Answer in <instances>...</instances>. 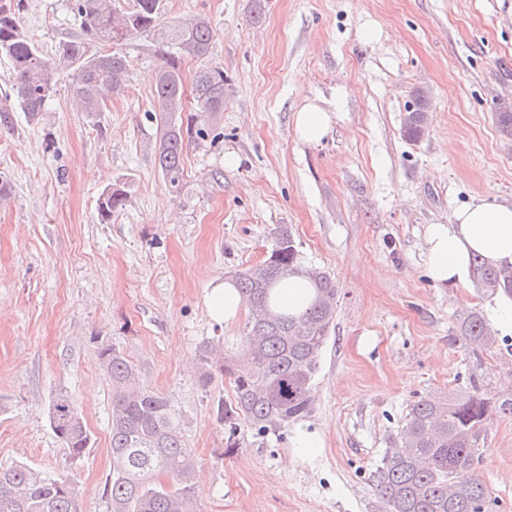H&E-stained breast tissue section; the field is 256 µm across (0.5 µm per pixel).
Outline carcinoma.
<instances>
[{
	"mask_svg": "<svg viewBox=\"0 0 512 512\" xmlns=\"http://www.w3.org/2000/svg\"><path fill=\"white\" fill-rule=\"evenodd\" d=\"M23 0H0V56L12 71V92L0 95V132L14 127V113L34 120L45 111L60 71L78 64L69 91L79 111L96 120L107 98L124 90L130 61L122 46L134 33H148L161 65L153 95L160 121L156 158L174 188L183 180L184 142L205 139L224 112V69L204 65L191 91L197 110L182 117L188 100L181 65L186 58L211 54L213 30L201 16L166 25L161 0H133L124 9L117 0H73L80 36L65 42L56 58H48L23 29ZM110 47L89 53L90 45ZM430 100L417 89L413 107L403 119V135L420 140L429 120ZM125 190L107 188L98 207L108 221L126 201ZM477 286L491 295L512 297V266L478 264ZM304 276L314 286V299L297 315L279 310L273 289L290 276ZM248 310L241 336L242 365L224 359L220 373L233 396L221 401L217 415L224 424V454L238 448V433L247 426L260 436L280 435L312 409L313 390L322 354L336 319V285L325 270L309 264L292 231H275L269 256L233 279ZM461 336L478 351L495 347L478 312L460 327ZM112 399V477L104 493L109 512H200L196 492L197 463L181 440L178 413L171 400L143 386L138 369L119 351H99ZM495 415L512 416V400L490 396L479 379L440 394H427L409 405L401 426L389 436L388 448L371 472V482L384 512H488L495 499L475 475L481 435ZM50 424L74 458L91 443L78 409L65 396L53 400ZM0 512H84L78 494L65 480L23 463L0 466Z\"/></svg>",
	"mask_w": 512,
	"mask_h": 512,
	"instance_id": "1",
	"label": "carcinoma"
}]
</instances>
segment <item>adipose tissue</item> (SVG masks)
Wrapping results in <instances>:
<instances>
[{"instance_id":"obj_1","label":"adipose tissue","mask_w":512,"mask_h":512,"mask_svg":"<svg viewBox=\"0 0 512 512\" xmlns=\"http://www.w3.org/2000/svg\"><path fill=\"white\" fill-rule=\"evenodd\" d=\"M332 114L314 101H306L295 117L297 138L308 144L322 141L332 129ZM423 250L427 273L437 284L468 282L474 258L487 265L512 264V203H491L477 198L459 207L447 224L426 225ZM209 315L234 322L242 299L231 280L215 281L205 296Z\"/></svg>"}]
</instances>
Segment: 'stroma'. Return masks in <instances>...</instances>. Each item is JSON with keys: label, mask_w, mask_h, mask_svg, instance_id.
<instances>
[{"label": "stroma", "mask_w": 512, "mask_h": 512, "mask_svg": "<svg viewBox=\"0 0 512 512\" xmlns=\"http://www.w3.org/2000/svg\"><path fill=\"white\" fill-rule=\"evenodd\" d=\"M71 4L24 0L21 23L46 57L79 32ZM252 6L162 2L164 23L210 20L208 62L224 70L223 117L187 146L180 190L155 162L149 77L161 60L145 34L124 45L125 91L98 122L73 108L68 69L37 122L19 112L0 134V465L67 480L85 512H108L103 347L172 400L202 512H382L370 475L412 401L473 376L512 399V338L476 357L459 333L470 312L488 315L492 295L436 284L421 249L425 226L449 223L456 207L512 200V139L495 123L512 97V0H265L259 24ZM418 88L432 108L409 142L402 119ZM308 97L335 115L317 145L294 131ZM111 185L127 199L103 224ZM283 225L337 288L308 416L325 431L313 466L286 464L291 428L265 438L242 428L225 454L215 405L233 387L217 372L202 380L196 357L205 341L239 356L244 321L210 319L206 292L266 259ZM62 394L92 437L78 459L49 421ZM480 448L493 512H512V416L494 417Z\"/></svg>", "instance_id": "stroma-1"}]
</instances>
